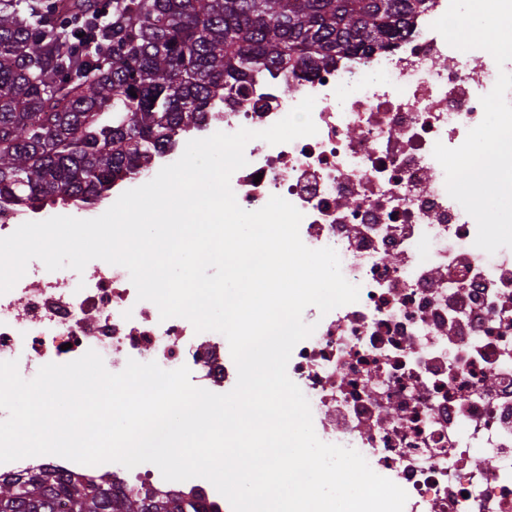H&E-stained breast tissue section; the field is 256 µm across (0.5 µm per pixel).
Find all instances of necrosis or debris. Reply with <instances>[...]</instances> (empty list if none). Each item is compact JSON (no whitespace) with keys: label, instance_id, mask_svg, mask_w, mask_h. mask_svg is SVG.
I'll return each instance as SVG.
<instances>
[{"label":"necrosis or debris","instance_id":"necrosis-or-debris-1","mask_svg":"<svg viewBox=\"0 0 512 512\" xmlns=\"http://www.w3.org/2000/svg\"><path fill=\"white\" fill-rule=\"evenodd\" d=\"M450 0H431L392 49L298 75L264 76L243 103L224 102L187 140L267 129L315 97L316 135L244 148L230 185L238 204L283 197L303 215L300 237L334 248L358 302L303 313L313 334L287 373L309 401L320 440L360 452L408 494L404 512H512V248H477L475 220L447 193L435 143L455 148L483 119L480 99L499 71L485 50L447 44L432 28ZM136 175L152 180L186 142ZM95 350L113 372L128 359L187 366L196 387L226 393L237 382L227 339L161 319L128 271L95 259L83 272L31 260L0 294V361L28 372ZM48 466L58 474L111 477L127 494L191 496L201 512H231L206 479L164 480L140 464L106 472L55 455L0 463V477Z\"/></svg>","mask_w":512,"mask_h":512}]
</instances>
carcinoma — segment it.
I'll return each mask as SVG.
<instances>
[{
  "instance_id": "carcinoma-1",
  "label": "carcinoma",
  "mask_w": 512,
  "mask_h": 512,
  "mask_svg": "<svg viewBox=\"0 0 512 512\" xmlns=\"http://www.w3.org/2000/svg\"><path fill=\"white\" fill-rule=\"evenodd\" d=\"M0 0V206L95 203L249 81L387 49L429 0ZM136 96H131L130 91ZM200 512L81 476L0 480V512Z\"/></svg>"
}]
</instances>
